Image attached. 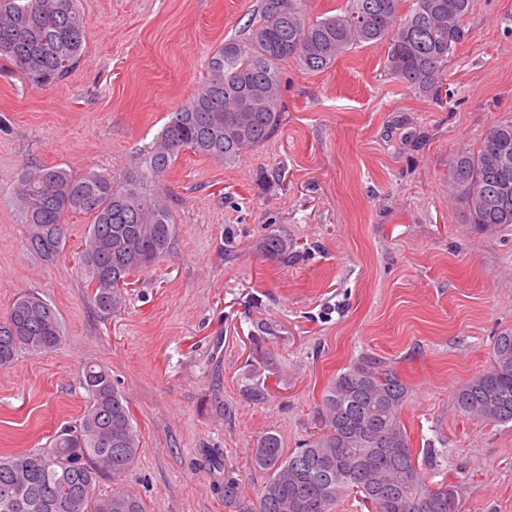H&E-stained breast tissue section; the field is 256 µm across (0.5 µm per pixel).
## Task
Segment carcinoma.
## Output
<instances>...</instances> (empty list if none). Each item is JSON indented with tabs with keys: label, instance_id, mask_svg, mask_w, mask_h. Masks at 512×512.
<instances>
[{
	"label": "carcinoma",
	"instance_id": "cac0c4a2",
	"mask_svg": "<svg viewBox=\"0 0 512 512\" xmlns=\"http://www.w3.org/2000/svg\"><path fill=\"white\" fill-rule=\"evenodd\" d=\"M471 0H346L332 15L311 19L303 0H262L259 20L243 40L230 38L213 53L207 75L157 138L144 147L137 170L118 178L107 171L81 174L27 165L15 185L25 246L52 262L63 251L64 226L73 216L91 218L79 272L103 314L120 311L130 278L169 252L175 221L160 197L164 176L180 154L233 163L279 131L286 109L280 65L290 59L307 71H323L349 50L385 42V67L423 96H436L448 55L465 40ZM86 29L80 0H0V56L36 85L63 78L82 59ZM67 66H62V62ZM509 166H504V163ZM448 182L463 204L464 223L480 232L512 226V121L490 126L475 150L457 154ZM274 258L293 251L276 232L261 241ZM64 339L53 306L36 292L17 297L0 317V368L25 350L43 354ZM280 367L265 359L258 380L246 386L256 404L269 397L264 373ZM81 384L87 393L73 427L53 435L35 452L0 455V512H147L144 501L116 487L142 448L126 396L111 370L89 362ZM409 387L391 362L363 356L326 387L313 413L316 433L302 448L285 452L276 432L252 448L265 480L247 498L231 468L218 493L229 512H333L355 494L372 512H459L458 486L426 480L411 451L401 411ZM468 420L512 424V331L496 337L490 367L454 395Z\"/></svg>",
	"mask_w": 512,
	"mask_h": 512
}]
</instances>
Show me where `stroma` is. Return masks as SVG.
Here are the masks:
<instances>
[{"instance_id":"stroma-1","label":"stroma","mask_w":512,"mask_h":512,"mask_svg":"<svg viewBox=\"0 0 512 512\" xmlns=\"http://www.w3.org/2000/svg\"><path fill=\"white\" fill-rule=\"evenodd\" d=\"M85 54L36 87L0 58V315L34 291L64 341L0 368V451L44 446L83 413L81 368L107 366L127 397L142 452L122 487L148 512H225L218 456L248 496L264 476L250 450L276 431L286 450L311 432L328 383L371 354L411 388V446L436 448L430 482L458 483L460 512H512V425L464 419L458 387L487 369L512 331V229L484 234L448 192L457 151L512 120V0H472L468 38L448 57L446 100L387 75L388 47L366 44L310 73L282 64L279 132L232 165L180 154L164 186L170 253L137 276L124 311L101 316L78 272L88 220L60 257L25 246L14 185L24 165L124 173L196 89L214 50L244 38L261 0H81ZM296 247L268 258V232ZM264 352L285 367L256 404L242 393Z\"/></svg>"}]
</instances>
